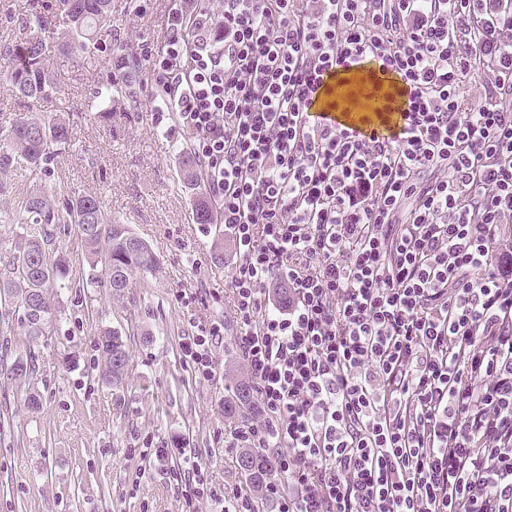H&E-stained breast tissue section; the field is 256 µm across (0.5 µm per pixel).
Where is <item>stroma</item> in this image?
<instances>
[{
  "label": "stroma",
  "instance_id": "stroma-1",
  "mask_svg": "<svg viewBox=\"0 0 512 512\" xmlns=\"http://www.w3.org/2000/svg\"><path fill=\"white\" fill-rule=\"evenodd\" d=\"M173 3L112 0L110 28L89 53L73 55L60 48L70 21L56 0H0V129L9 130L23 113L60 109L70 131L38 175L16 165L0 170V266L30 225L26 203L37 189L59 202L98 197L112 222L150 243L159 262L116 300L105 267H89L76 226H50L53 252L66 260L70 276L53 285L62 311L57 330L36 347L39 412H28L22 390L0 380V413L9 414L0 423V512H176V485L142 455L159 441L175 448L173 465L205 467L213 487L247 484L240 452L228 446L231 419L224 413L246 378L235 331L227 329L217 348V374L207 386L195 381L179 346L196 324L231 319L226 282L233 243L225 240V262L214 264L212 246L224 226L196 222L194 201L208 195L207 183L189 186L182 176L179 152L192 150L193 136L157 124L156 90L143 58L133 55L125 73H112L113 48L164 44ZM36 7L48 17L42 39L56 82L32 102L3 68L20 39V22ZM108 84L123 97L106 119ZM105 326L124 333L129 355L124 384L114 390L95 378Z\"/></svg>",
  "mask_w": 512,
  "mask_h": 512
}]
</instances>
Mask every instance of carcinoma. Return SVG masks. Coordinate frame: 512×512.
<instances>
[{
  "label": "carcinoma",
  "mask_w": 512,
  "mask_h": 512,
  "mask_svg": "<svg viewBox=\"0 0 512 512\" xmlns=\"http://www.w3.org/2000/svg\"><path fill=\"white\" fill-rule=\"evenodd\" d=\"M59 6L67 13L71 26L63 37L61 47L71 50L85 47L95 39L107 24L111 15L112 0H59ZM43 16L37 14L28 23L29 34L11 50L7 60V76L19 95L38 101L46 95L52 83L51 73L44 63V46L41 38ZM0 169L17 163L37 168L51 154V150L66 144L69 127L61 114L35 112L16 122L10 133L0 139ZM27 212L33 215L35 227L20 236V242L11 260L5 265L9 292L0 299V324L11 330L10 317L19 314L28 337V349L10 363H0L6 379L18 387L31 383L38 372V354L35 345L41 337L51 333L56 321L57 309L52 298V284L68 277L69 268L62 258H51L52 245L47 224H74L85 251L89 255L90 268L104 263L111 294L121 298L132 287L139 273L153 272L158 261L149 243L140 250L130 248L132 231L124 224L108 221L102 202L91 195L68 200L61 207L41 193L29 198ZM194 218L199 224L217 221L211 203L200 196L194 203ZM41 298L39 313H32L26 306L30 295ZM101 367L98 381L109 388H118L128 373V351L119 332L104 327L100 330ZM251 388L246 383L238 385L235 401L224 406L233 413L251 406ZM240 469L255 488L262 487L264 475L258 462L249 451L239 457Z\"/></svg>",
  "instance_id": "cac0c4a2"
}]
</instances>
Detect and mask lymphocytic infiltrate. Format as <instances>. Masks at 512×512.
Here are the masks:
<instances>
[{
  "instance_id": "obj_1",
  "label": "lymphocytic infiltrate",
  "mask_w": 512,
  "mask_h": 512,
  "mask_svg": "<svg viewBox=\"0 0 512 512\" xmlns=\"http://www.w3.org/2000/svg\"><path fill=\"white\" fill-rule=\"evenodd\" d=\"M145 54L225 232L255 399L230 428L277 512H512V0H179ZM394 68L407 129L314 125L326 74ZM487 98L465 107L460 79ZM226 325L182 337L210 384ZM180 512H260L171 469Z\"/></svg>"
}]
</instances>
